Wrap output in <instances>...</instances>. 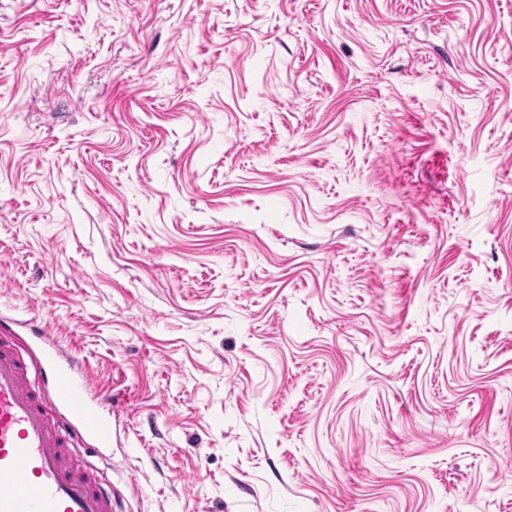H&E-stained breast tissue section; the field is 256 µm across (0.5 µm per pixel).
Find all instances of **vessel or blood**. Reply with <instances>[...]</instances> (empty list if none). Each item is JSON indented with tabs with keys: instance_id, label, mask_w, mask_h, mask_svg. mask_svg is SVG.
Returning a JSON list of instances; mask_svg holds the SVG:
<instances>
[{
	"instance_id": "b4317fda",
	"label": "vessel or blood",
	"mask_w": 512,
	"mask_h": 512,
	"mask_svg": "<svg viewBox=\"0 0 512 512\" xmlns=\"http://www.w3.org/2000/svg\"><path fill=\"white\" fill-rule=\"evenodd\" d=\"M35 351L20 352L0 321V512H112V484L80 470L83 448L112 447V420L91 393L90 375L56 368L40 376Z\"/></svg>"
}]
</instances>
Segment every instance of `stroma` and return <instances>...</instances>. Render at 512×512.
Returning <instances> with one entry per match:
<instances>
[{"label":"stroma","mask_w":512,"mask_h":512,"mask_svg":"<svg viewBox=\"0 0 512 512\" xmlns=\"http://www.w3.org/2000/svg\"><path fill=\"white\" fill-rule=\"evenodd\" d=\"M1 315L115 512H512V0H0Z\"/></svg>","instance_id":"35a3bbf8"}]
</instances>
